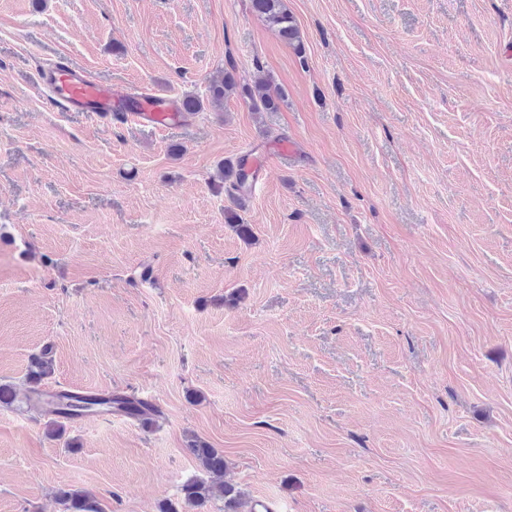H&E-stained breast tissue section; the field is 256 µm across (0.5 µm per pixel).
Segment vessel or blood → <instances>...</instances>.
I'll use <instances>...</instances> for the list:
<instances>
[{"label": "vessel or blood", "mask_w": 512, "mask_h": 512, "mask_svg": "<svg viewBox=\"0 0 512 512\" xmlns=\"http://www.w3.org/2000/svg\"><path fill=\"white\" fill-rule=\"evenodd\" d=\"M37 83L50 93L61 112L121 113L125 122L155 132L177 122L181 103L145 88L122 91L100 84L92 73L75 65L47 66L36 74Z\"/></svg>", "instance_id": "obj_1"}]
</instances>
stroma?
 <instances>
[{
  "label": "stroma",
  "instance_id": "stroma-1",
  "mask_svg": "<svg viewBox=\"0 0 512 512\" xmlns=\"http://www.w3.org/2000/svg\"><path fill=\"white\" fill-rule=\"evenodd\" d=\"M296 53L249 0H0V383L160 410L47 433L0 406V512H159L199 474L276 512H512V0H286ZM65 60L206 98L153 133L61 112ZM297 145L292 158L276 146ZM266 182L224 222L219 166ZM207 91L211 103H222L224 99L237 95L249 101L255 112H276L284 100V93L273 88L271 80L260 71L252 79L245 80L237 75L232 66L211 77ZM50 350L44 349L31 357L25 381L28 385V403L44 414L55 419L74 420L79 417L78 410L85 405L102 407L104 413H112V408L126 417L139 421L143 425L153 423L158 410L153 403L130 395L99 393L88 391H44L41 386L54 373ZM56 399H65L69 404L65 408L56 405ZM187 450L199 469L207 474L208 479L193 478L183 484L180 507L183 509L202 506L209 501L214 490L218 488L224 499L223 512H239L241 490L221 480L225 469L223 452L197 436L190 437ZM57 498L64 512H102L97 498L85 490L60 488Z\"/></svg>",
  "mask_w": 512,
  "mask_h": 512
}]
</instances>
